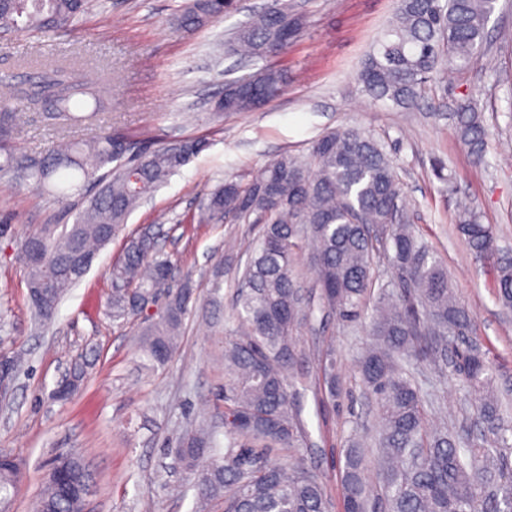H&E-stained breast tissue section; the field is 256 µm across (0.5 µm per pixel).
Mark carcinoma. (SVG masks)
Segmentation results:
<instances>
[{"label": "carcinoma", "mask_w": 512, "mask_h": 512, "mask_svg": "<svg viewBox=\"0 0 512 512\" xmlns=\"http://www.w3.org/2000/svg\"><path fill=\"white\" fill-rule=\"evenodd\" d=\"M91 0H0V30L47 35L67 29ZM497 0H398L395 18L365 58L358 80L375 101L404 110L419 106L426 84L448 67L474 64ZM226 0H186L176 29L192 32L221 19ZM304 28L286 0H270L233 33L227 51L249 60L281 55ZM262 103L276 98L285 75L261 67ZM96 90L65 68H55L21 89L0 78V176L15 184L33 181L61 202L84 194L71 225L41 226L25 239L26 283L35 317L52 320L69 290L89 272L95 254L116 237L128 217L176 170L206 147L188 139L141 149L103 132L92 140L69 139L45 154L14 144L18 113L42 105L49 120L65 125L91 120L101 107ZM93 101L92 112L72 108ZM454 130L476 161L488 134L476 105L456 103ZM402 183L385 146L355 128L318 138L306 158L284 153L243 183L229 180L206 193L200 223L260 225L233 301L235 320L224 340V455H212L207 424L185 431L178 459L198 502L219 501L223 512H330L322 481L300 457L273 462L274 448L299 451L302 426L291 392L301 360L296 333L324 310L341 320L361 317L373 287V263L385 255L397 287H383L368 324L369 344L358 374L373 397L380 431L375 496L361 437L344 449V512H512V417L502 396L512 376L497 370L473 343L448 345L472 321L448 283L447 271L430 254L412 225L401 221ZM458 232L472 253L493 264L498 298L512 308V258L500 255L490 225L469 207L460 210ZM316 244L318 269L312 301H303L293 276L300 228ZM149 227L130 237L112 265V319L131 321L163 302L142 333L141 350L153 366L166 365L178 348L193 290L171 285L173 264ZM462 379L464 400L475 407L479 434L463 440L448 425L428 423L439 396L423 392L415 370L447 377L449 363ZM39 500L52 512H80L74 500L45 484Z\"/></svg>", "instance_id": "obj_1"}]
</instances>
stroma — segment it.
Here are the masks:
<instances>
[{
    "label": "stroma",
    "instance_id": "1",
    "mask_svg": "<svg viewBox=\"0 0 512 512\" xmlns=\"http://www.w3.org/2000/svg\"><path fill=\"white\" fill-rule=\"evenodd\" d=\"M183 0H92L76 30L41 37L15 32L0 38V77L20 87L48 68L72 63L106 93L105 108L74 127L23 113L15 131L20 151L39 153L61 136L89 140L101 131L143 145L203 137L209 142L129 217L123 235L100 249L84 279L70 288L53 321L36 322L25 285L22 239L43 224H70L76 206L57 202L34 183L0 180V353L22 358L0 392V452L24 465L12 512H32L47 464L73 454L91 475L86 512H203L176 458L179 435L224 412V336L231 301L256 231L249 224H202V195L226 179L248 181L283 152L308 155L322 133L355 126L385 144L404 184L407 221L448 270L457 299L473 316L470 339L512 374V309L501 305L493 278L456 230L457 199H465L498 245L512 255V0H498L482 54L468 69L430 84L418 109L405 112L372 101L356 75L394 18L395 0H289L306 25L275 66L287 69L282 94L255 112L211 118V100L239 77L245 60L217 59L220 42L266 0H237L235 10L192 34L175 32L172 14ZM478 103L491 140L483 161L459 142L452 106ZM446 102L447 110L432 106ZM442 163L438 179L434 163ZM160 227L161 250L174 264V282L191 281V312L179 349L164 367L144 370L142 319L113 320L110 271L125 237ZM368 341L364 321L330 317L302 327L305 361L297 389L308 439L303 455L323 481L332 512H344L341 450L353 434H373L378 418L358 375ZM332 365L335 385L323 376ZM83 381L67 399L55 391L74 369Z\"/></svg>",
    "mask_w": 512,
    "mask_h": 512
}]
</instances>
